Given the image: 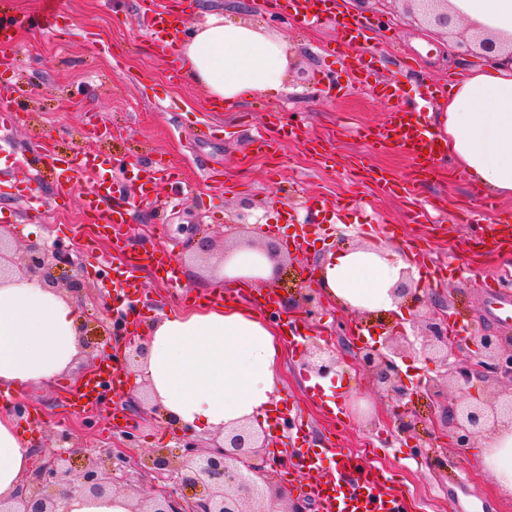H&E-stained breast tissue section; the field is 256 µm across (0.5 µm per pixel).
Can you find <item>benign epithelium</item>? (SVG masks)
Returning a JSON list of instances; mask_svg holds the SVG:
<instances>
[{"label":"benign epithelium","mask_w":512,"mask_h":512,"mask_svg":"<svg viewBox=\"0 0 512 512\" xmlns=\"http://www.w3.org/2000/svg\"><path fill=\"white\" fill-rule=\"evenodd\" d=\"M415 20L446 29L451 17L444 0H400ZM73 265L70 252L56 244L31 242L16 256L13 230L0 225V283L17 276L38 281L43 287L58 290L57 272ZM86 284L83 276L70 274L64 290L76 301H82ZM393 294L410 301L413 335L402 328L385 331L371 343L355 349L357 365L370 376L393 407L395 423L409 434L412 422L405 419L414 397L426 395L440 403L448 390L456 397L441 416L444 435L457 448L468 449L486 432L512 424V338L489 333H472L466 339L469 359L449 362L457 356L456 345L448 339L447 322L437 315L439 304L424 300V291L413 286L408 274L401 276ZM323 299L322 290L307 288L302 296V313L309 318ZM429 364L431 374L417 381L409 379L396 359L415 350V341ZM345 360L338 351L319 344L307 352L304 366L308 371L327 377L344 370ZM493 381L497 390L488 399L477 400L480 385ZM59 448L46 461L22 478L18 489L0 495V512H58L57 494L62 482L70 492L99 498L116 491L115 483L126 469L115 464L130 463L125 455L100 468L88 464L78 473L72 471V456L79 452L73 438L62 434ZM270 447L265 431L241 423L220 431L207 445L195 439L183 443L184 461L175 469L164 453L157 454L155 468L170 471V484L142 494L131 512H305V506L290 500L283 490L267 477ZM185 486H201L204 494L188 509L183 507L178 490Z\"/></svg>","instance_id":"obj_1"}]
</instances>
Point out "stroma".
I'll use <instances>...</instances> for the list:
<instances>
[{"label": "stroma", "mask_w": 512, "mask_h": 512, "mask_svg": "<svg viewBox=\"0 0 512 512\" xmlns=\"http://www.w3.org/2000/svg\"><path fill=\"white\" fill-rule=\"evenodd\" d=\"M41 8V0H0V17L28 19L17 29L8 58L0 61V84L28 91L15 125L4 133L24 163L16 166L0 157V224L14 225L18 246L45 241L70 249L92 291L77 315L82 337L95 354H120L125 341L141 336L149 321L185 306L188 296L213 300L222 285L196 259L192 240L204 234L219 243L234 241L235 226L243 221L271 230L277 247L291 242L298 248L262 288L280 298L279 306L265 310L268 321L299 317L305 288L301 271L313 269L339 246L380 247L407 258L421 246L433 249L452 269L445 282L426 286V295L443 301L459 324L497 332L485 315L479 283L512 271V255L476 257L461 245L494 221L483 207L486 190L455 169L441 179L419 181L413 190L425 200L428 215L423 223H412L405 198L377 191L371 180L377 170L406 180L410 161L396 151L367 147L357 135L361 126L380 127L387 105L356 82L354 58L370 65L373 84L391 86L401 101L411 103L425 87L451 74H466L475 54L459 33L424 34L420 25L404 18L401 7L368 0L362 13L370 22L369 39L349 59L325 48L339 35L335 20L302 29L282 23L265 0H189L177 17L183 36L219 14L275 32L293 61L280 96L256 95L215 112L205 87L169 77L167 59L145 30L151 12L144 0H57L59 26L51 32L33 24ZM272 120L300 127L305 140L289 142L275 154L257 153L254 142ZM310 138L332 141V155L313 156L306 144ZM47 145L67 157L87 152L109 156L118 169L133 163L166 165L191 193L173 207L169 185L159 183L147 201L133 205L129 199L136 183L126 182L123 196L112 201L125 212L126 250L112 251L102 238L91 253L84 247L90 221L84 200L91 181L82 179L67 193H58L57 176L43 160ZM33 175L40 202L36 216L21 198ZM163 243L169 247V262L181 270L183 289L144 273L140 293L127 300L133 315L126 332L112 335L113 311L106 298L124 253ZM381 321L378 315L354 316L329 300L308 319L304 334L333 346L344 342L352 326L374 331ZM302 353V347L283 346L280 405L304 408L306 434L314 443L351 452L374 449L375 465L391 469L404 490L408 512H460L464 506L470 512H512V494L500 490L474 450L458 453L447 436L431 435L438 408L429 398L414 403V433L403 435L367 374L350 370L334 390V401L346 413L344 423L336 424L309 393ZM87 363L80 358L50 384L9 392L10 401L33 409L18 427L34 439V462L57 449L59 434L67 432L95 449L92 460L101 465L108 462L105 449L128 451L133 465L120 488L147 491L160 485L152 460L163 448L171 464L179 465L184 450L177 431L163 411L130 402L118 389L104 393L99 409L88 416L65 403L61 387L72 384ZM335 467V458L327 456L315 473L288 474L276 464L268 471L293 498L307 502V512H321L310 487Z\"/></svg>", "instance_id": "obj_1"}]
</instances>
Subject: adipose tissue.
Listing matches in <instances>:
<instances>
[{
  "label": "adipose tissue",
  "instance_id": "ef3b65f1",
  "mask_svg": "<svg viewBox=\"0 0 512 512\" xmlns=\"http://www.w3.org/2000/svg\"><path fill=\"white\" fill-rule=\"evenodd\" d=\"M448 12L471 30L512 41V0H448ZM176 51L184 76L212 98L232 103L284 90L289 56L275 33L246 22L211 18ZM434 123L455 166L478 186L512 195V65L485 59L453 84ZM275 262L256 247L235 248L224 265L227 287L270 280ZM407 261L391 250L362 247L328 253L319 279L328 295L360 312H390L393 286ZM282 331L257 313L231 305L174 310L150 322L140 379L156 393L177 428L204 433L251 421L267 426L281 382ZM72 300L21 278L0 284V386H39L64 375L80 356ZM479 455L496 483L512 493V428L484 435ZM30 448L11 418H0V495L11 493Z\"/></svg>",
  "mask_w": 512,
  "mask_h": 512
}]
</instances>
